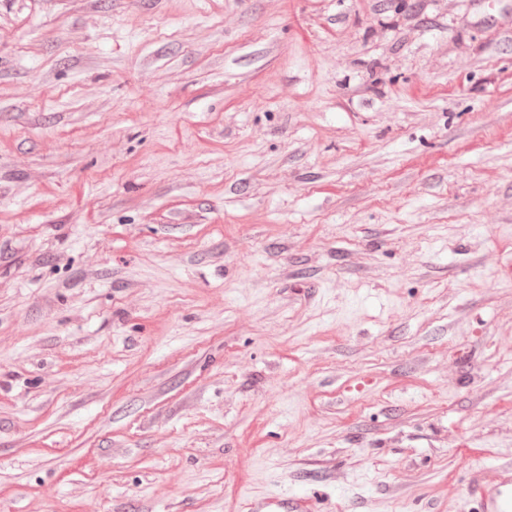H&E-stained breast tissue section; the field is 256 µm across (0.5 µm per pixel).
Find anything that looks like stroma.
Returning a JSON list of instances; mask_svg holds the SVG:
<instances>
[{"instance_id": "obj_1", "label": "stroma", "mask_w": 512, "mask_h": 512, "mask_svg": "<svg viewBox=\"0 0 512 512\" xmlns=\"http://www.w3.org/2000/svg\"><path fill=\"white\" fill-rule=\"evenodd\" d=\"M509 464L512 0H0V512Z\"/></svg>"}]
</instances>
